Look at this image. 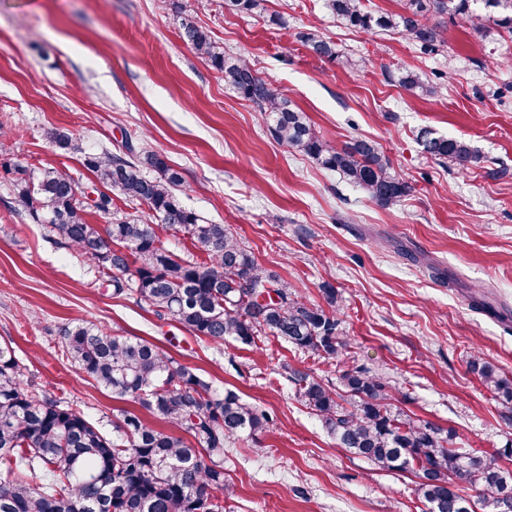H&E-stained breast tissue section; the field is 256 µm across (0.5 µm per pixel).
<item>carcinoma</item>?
<instances>
[{"instance_id":"carcinoma-1","label":"carcinoma","mask_w":512,"mask_h":512,"mask_svg":"<svg viewBox=\"0 0 512 512\" xmlns=\"http://www.w3.org/2000/svg\"><path fill=\"white\" fill-rule=\"evenodd\" d=\"M264 2L224 0L245 14L264 11ZM323 8L347 26L390 29L428 53L442 43L436 19L443 16L460 18L479 35L490 29L512 35V0H401L399 12L377 17L365 0H323ZM182 38L253 103L278 145L338 172L380 207L409 195L411 186L375 142L330 146L288 95L242 55L217 46L192 23L182 24ZM305 39L317 57L338 58L333 41L314 33ZM399 84L413 94L431 91L426 76L415 71H403ZM421 141L431 158L460 173L482 161L479 150L461 138L425 132ZM84 164L106 188L92 202L84 200L69 172L51 167L26 178L19 164L15 199L56 244L95 267L113 294H134L157 316L219 345L228 338L254 345L261 336H273L325 362L348 348L336 315V289L322 288L326 306L309 304L279 275L261 268L228 228L205 222L184 205L183 177L160 153L84 152ZM114 196L146 206L149 218L112 211ZM92 210L112 214V223H88ZM150 218L187 234L207 259L168 249ZM59 344L83 376L143 412L120 410L108 435L68 402L24 380L26 365L11 346L0 345V512H231L226 503L234 490L224 476V448L267 433V412L231 390H217L197 369L143 338L78 323L62 330ZM470 368L503 406H512V381L498 367L477 356ZM288 380L337 447L379 470L421 479L423 512H476L477 502L492 512H512V470L452 447V433L397 409L383 376L353 365L341 370L335 385L301 369L290 370Z\"/></svg>"}]
</instances>
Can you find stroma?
<instances>
[{
  "label": "stroma",
  "instance_id": "obj_1",
  "mask_svg": "<svg viewBox=\"0 0 512 512\" xmlns=\"http://www.w3.org/2000/svg\"><path fill=\"white\" fill-rule=\"evenodd\" d=\"M265 6L258 16L224 0H0V125L11 131L0 140V344L27 379L107 433L123 401L58 347L77 321L148 339L269 412L267 435L236 442L224 459L234 512H422L413 474L337 448L288 370L333 380L357 363L390 382L404 412L453 431L454 447L495 458L512 442V413L468 366L478 355L512 378V37L445 18V43L429 54L392 32L344 25L322 0ZM185 20L283 88L331 145L377 142L410 195L380 207L280 147L254 105L183 41ZM306 32L331 38L339 61L315 56ZM405 69L425 73L435 94L405 91ZM55 130L82 152L58 148ZM424 130L470 141L481 164L461 174L435 161ZM130 147L162 154L183 176L184 203L230 228L306 300L323 303L324 286L335 288L349 350L329 364L271 336L217 347L135 296L113 295L18 206L5 169L60 168L90 192L85 152Z\"/></svg>",
  "mask_w": 512,
  "mask_h": 512
}]
</instances>
